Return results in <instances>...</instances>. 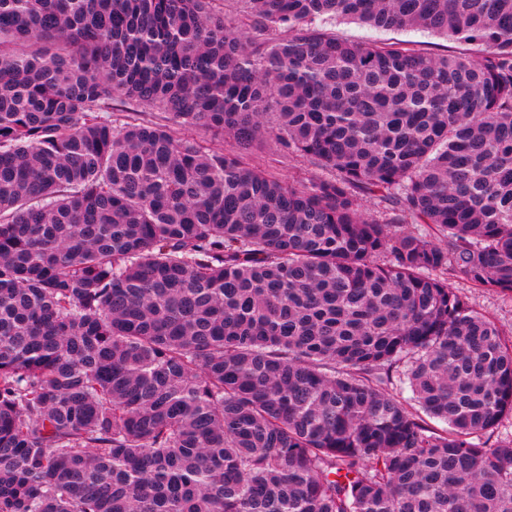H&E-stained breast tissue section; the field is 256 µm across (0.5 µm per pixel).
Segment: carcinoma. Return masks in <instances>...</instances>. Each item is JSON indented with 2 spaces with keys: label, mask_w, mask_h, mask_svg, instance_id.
Segmentation results:
<instances>
[{
  "label": "carcinoma",
  "mask_w": 512,
  "mask_h": 512,
  "mask_svg": "<svg viewBox=\"0 0 512 512\" xmlns=\"http://www.w3.org/2000/svg\"><path fill=\"white\" fill-rule=\"evenodd\" d=\"M217 2L0 0V512H512V0ZM336 35L349 41L365 43L374 40L387 42H405L418 48L433 51L437 54H455L461 51L462 47L452 40L431 35L421 30H376L363 27L350 22H338L336 26L330 27ZM279 155V157L277 156ZM251 161L257 166L268 167V165L276 166V172L283 178H311L324 175L312 165L304 162H298L292 157L285 155L279 151V147L273 141H261L250 154ZM274 159H279L280 163H274ZM450 283L468 296L474 306L490 317L503 330L505 339H512V296L486 288H473L464 277H451Z\"/></svg>",
  "instance_id": "obj_1"
}]
</instances>
